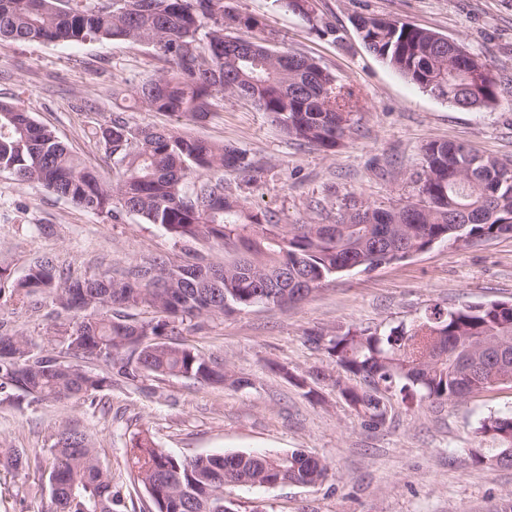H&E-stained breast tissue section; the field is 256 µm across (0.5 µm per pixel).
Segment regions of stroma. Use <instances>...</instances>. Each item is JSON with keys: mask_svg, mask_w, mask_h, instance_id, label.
Instances as JSON below:
<instances>
[{"mask_svg": "<svg viewBox=\"0 0 512 512\" xmlns=\"http://www.w3.org/2000/svg\"><path fill=\"white\" fill-rule=\"evenodd\" d=\"M257 20L253 37L315 59L342 84L359 89L351 133L333 152L289 137L266 113L228 94L213 100L192 135L245 151L249 170L224 172L226 189L282 224H331L353 206L392 208L415 200L424 148L452 140L512 161V0H309L311 18L271 0H228ZM374 14L408 22L462 43L499 85L497 102L463 110L409 82L369 52L353 19ZM153 47L128 41L17 43L0 47V97L14 100L55 130L110 181L119 169L94 132L113 114L133 126H174L133 90L166 70ZM185 243L135 215L117 223L57 199L42 185L0 174V266L20 279L36 258L92 277L153 258L182 259ZM512 301V236L440 241L412 257L345 274L288 308L254 307L184 320L178 342L224 359L249 379L244 388L202 386L183 377L113 379L96 404L83 400L0 402V457L25 449L28 464L0 465V512H46V459L64 425L84 429L121 489L125 512H151L135 487L126 450L139 432L173 454L194 457L305 449L325 459L329 476L315 487H228L239 512H498L512 498V469L475 463L474 433L492 412H512V387L433 408L394 403L387 423L364 428L330 382L315 397L292 377L335 370L312 331L410 324L433 304L455 308ZM16 330L47 343L59 319L51 306L4 305ZM287 374H280V367Z\"/></svg>", "mask_w": 512, "mask_h": 512, "instance_id": "stroma-1", "label": "stroma"}]
</instances>
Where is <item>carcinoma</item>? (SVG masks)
<instances>
[{"label": "carcinoma", "instance_id": "1", "mask_svg": "<svg viewBox=\"0 0 512 512\" xmlns=\"http://www.w3.org/2000/svg\"><path fill=\"white\" fill-rule=\"evenodd\" d=\"M0 0V46L18 42L87 40L150 44L169 64L142 82L137 98L147 108L195 123L210 115L213 98L227 93L253 102L289 136L328 151L351 130L359 104L351 87L314 59L281 53L237 34L257 22L241 17L224 0ZM311 19L309 0H272ZM366 47L411 83L453 105L480 109L496 103L495 76L478 91L470 76L484 65L471 53L456 54L437 33L375 15L355 16ZM120 170L116 185L73 154L51 128L15 101L0 99V173L37 182L51 194L109 221L136 214L186 243L206 241L231 259L197 256L177 263L155 258L85 279H71L50 257L28 267L4 288L25 305L51 301L67 314L56 329L51 353L0 317V394L32 402L95 400L112 377H186L201 385L241 388L249 384L224 360L164 338L179 334L186 317H218L263 305L288 308L365 260L363 270L401 262L433 240L481 239L512 234V163L485 157L450 140L425 147L417 174L418 200L391 209H347L334 224H278L224 188V170L249 167L246 154L223 143L182 134L173 127H134L122 116L95 132ZM494 218L463 224V212L488 208ZM150 308L138 321L130 311ZM345 373L350 385L330 379L362 426L388 420L393 395L401 401L442 404L484 390L512 385V302L444 308L438 304L410 325L388 330L349 328L341 334L311 332ZM104 361L108 371L87 368ZM476 433L489 439L477 462L512 467V413H491ZM48 512H118L119 492L97 448L77 426L53 435L48 448ZM128 462L134 480L155 512H226L224 484L232 473L241 485L263 486L268 473L290 483L316 485L329 472L325 460L303 450L283 454L172 455L146 436L132 441Z\"/></svg>", "mask_w": 512, "mask_h": 512}]
</instances>
